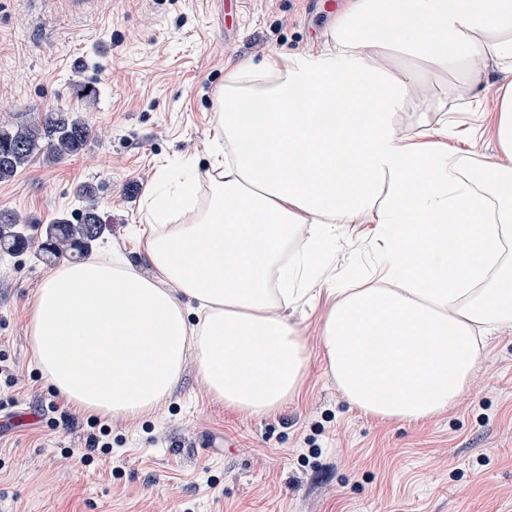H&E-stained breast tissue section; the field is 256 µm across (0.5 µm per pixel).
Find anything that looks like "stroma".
Segmentation results:
<instances>
[{
  "label": "stroma",
  "mask_w": 512,
  "mask_h": 512,
  "mask_svg": "<svg viewBox=\"0 0 512 512\" xmlns=\"http://www.w3.org/2000/svg\"><path fill=\"white\" fill-rule=\"evenodd\" d=\"M347 0H0V124L74 112L92 136L84 150L41 158L0 182V208L34 240L75 219L90 191L104 217L90 254L119 251L142 275L146 193L160 170L210 168L219 134L215 97L228 60L276 50H317ZM99 94L77 99L74 83ZM487 61L460 106L477 137L452 146L500 153L497 89ZM383 228L369 219L333 225L322 277L368 276L382 260ZM51 269L32 252L0 257V350L17 375L15 406L0 409V512H512V327H485L468 388L418 422L386 421L349 404L322 357L329 301L285 308L308 345L303 386L279 409L238 413L215 400L193 363L170 394L137 419L109 417L112 456L81 462L87 415L61 422L60 395L40 374L28 337L31 301Z\"/></svg>",
  "instance_id": "1"
}]
</instances>
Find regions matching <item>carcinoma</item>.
<instances>
[{
	"mask_svg": "<svg viewBox=\"0 0 512 512\" xmlns=\"http://www.w3.org/2000/svg\"><path fill=\"white\" fill-rule=\"evenodd\" d=\"M91 136L84 117L71 112H48L27 124L0 125V181L9 180L37 156L60 160L78 154ZM20 219L9 210H0V256H14L30 249L31 240L18 234ZM102 218L97 205L88 201L78 223L59 218L50 225L38 245L47 263L65 259L83 260L92 243L100 238Z\"/></svg>",
	"mask_w": 512,
	"mask_h": 512,
	"instance_id": "1",
	"label": "carcinoma"
}]
</instances>
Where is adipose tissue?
<instances>
[{
	"label": "adipose tissue",
	"instance_id": "ef3b65f1",
	"mask_svg": "<svg viewBox=\"0 0 512 512\" xmlns=\"http://www.w3.org/2000/svg\"><path fill=\"white\" fill-rule=\"evenodd\" d=\"M490 59L505 80L497 160L451 147L444 112L423 140L396 128L429 76L456 74L467 98ZM217 118L211 170H166L149 190L155 278L95 259L39 288L28 331L42 376L76 411L135 418L190 360L217 401L260 416L307 367L281 309L325 295L320 347L353 406L410 421L452 406L479 327L512 325V0H351L316 52L235 63ZM370 214L386 227L378 284L324 288L330 225Z\"/></svg>",
	"mask_w": 512,
	"mask_h": 512
}]
</instances>
